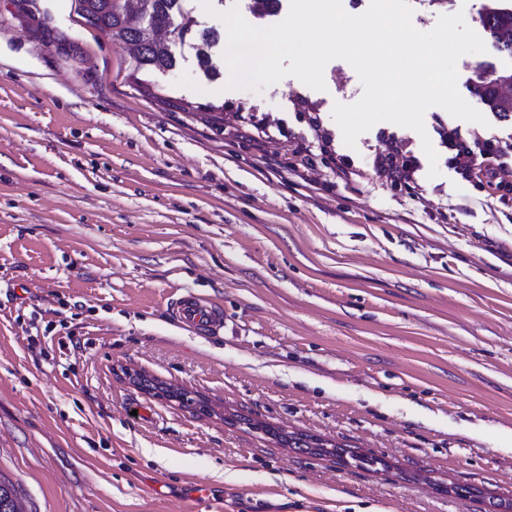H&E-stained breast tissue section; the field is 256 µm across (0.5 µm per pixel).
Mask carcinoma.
Masks as SVG:
<instances>
[{
    "instance_id": "obj_1",
    "label": "carcinoma",
    "mask_w": 512,
    "mask_h": 512,
    "mask_svg": "<svg viewBox=\"0 0 512 512\" xmlns=\"http://www.w3.org/2000/svg\"><path fill=\"white\" fill-rule=\"evenodd\" d=\"M80 16L84 24L125 44H138L134 52V70L167 72L177 68L178 60L169 44L149 40L143 32L139 17L130 13L125 0H81ZM191 0H144L148 19L156 27H166L176 22L182 32L181 41L192 38L197 64L204 75L217 79L222 71L217 65L220 33L213 28H196L192 16ZM281 0H251L249 9L254 17L264 19L280 11ZM502 0H489L481 11L485 31L491 40L501 45L494 50L499 64H486L492 78L479 91L480 98L490 111L503 120L512 119V94L503 87L512 85V6L504 7ZM0 512H24L21 494L9 479L0 476Z\"/></svg>"
}]
</instances>
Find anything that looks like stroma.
Segmentation results:
<instances>
[{"mask_svg":"<svg viewBox=\"0 0 512 512\" xmlns=\"http://www.w3.org/2000/svg\"><path fill=\"white\" fill-rule=\"evenodd\" d=\"M485 2L409 0L425 32L459 11L480 30ZM249 4L192 7L203 27L225 30L234 7L272 26ZM171 47L179 67L140 80L129 46L85 26L74 0H0V473L27 512L512 499V193L449 168L437 128L457 119L434 106L425 134L380 122L350 147L332 110L363 88L345 60L326 65L325 90L287 76L253 92ZM392 149L419 160L412 179L376 167ZM190 291L222 306L220 335L172 318ZM124 367L212 413L140 391ZM254 421L378 463L302 453Z\"/></svg>","mask_w":512,"mask_h":512,"instance_id":"1","label":"stroma"}]
</instances>
